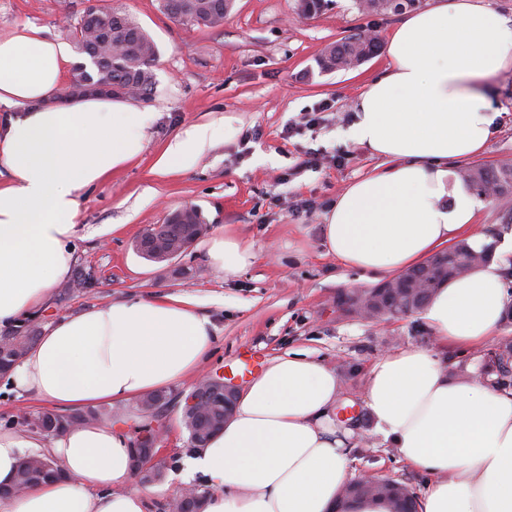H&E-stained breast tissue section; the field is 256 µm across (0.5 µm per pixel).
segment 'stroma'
<instances>
[{
    "instance_id": "stroma-1",
    "label": "stroma",
    "mask_w": 512,
    "mask_h": 512,
    "mask_svg": "<svg viewBox=\"0 0 512 512\" xmlns=\"http://www.w3.org/2000/svg\"><path fill=\"white\" fill-rule=\"evenodd\" d=\"M128 11L157 47L156 86L151 100L125 98V105L152 113L144 150L135 160L92 188L80 203L82 240L76 241L74 272L92 273L90 287L68 296L52 294L38 311L41 327L131 296L186 294L216 328L203 370L245 386L235 366L251 359L262 372L274 358L301 352L335 369L342 380L336 420L354 430L349 454L356 470H372L421 493L427 477L400 462L382 444L364 405L366 374L389 351L409 345L437 350L451 373L478 364L482 350L440 346L421 313L364 321L337 313L334 299L347 288H369L378 275L344 267L328 254L321 232L339 193L374 171L378 160L346 137L353 104L366 85L385 72L384 53L349 70L320 71L317 60L330 45L353 35L386 43L397 15L365 10L361 0H330L318 15L301 13L299 0H234L223 24L190 28L167 17L159 0H0V34L24 25L73 47L67 17L87 2ZM500 114L477 163L512 164V72L489 82ZM324 106L319 125L299 122ZM231 124L180 171H161L162 153L192 126ZM325 160L302 167L306 152ZM334 156L343 165L331 164ZM201 210L209 234L226 230L252 248L255 258L227 278L208 262L205 240H197L175 262L140 257L134 244L147 228L173 211ZM116 232H107V225ZM166 432L159 459L170 496L182 491L178 474L192 447L180 407L150 421Z\"/></svg>"
}]
</instances>
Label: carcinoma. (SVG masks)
I'll return each mask as SVG.
<instances>
[{"label": "carcinoma", "instance_id": "carcinoma-1", "mask_svg": "<svg viewBox=\"0 0 512 512\" xmlns=\"http://www.w3.org/2000/svg\"><path fill=\"white\" fill-rule=\"evenodd\" d=\"M416 0H367V6L375 11H390L399 13L415 5ZM232 7V0H160V8L168 17L178 19L183 25L197 27H215L224 22V18ZM100 20L96 26L85 24L77 19L72 27L75 46L79 54L89 59L93 69H87L85 64L77 66L76 79L82 81L87 75H96L102 79L109 77L112 86L125 94L141 99L151 97L156 84L153 70L157 57V48L149 35L126 12L112 8H97ZM378 50L377 41L366 42L361 38H349L326 49L318 59V66L323 71L343 67L348 60L362 54L372 56ZM463 178L476 192L488 186L498 189L502 195H512V165L503 164L499 167L473 166L463 171ZM182 217L191 225V234L180 238L183 250H188L207 229V224L201 211L190 207L178 214L172 212L168 218ZM490 259V251L483 248L474 250L467 242L460 241L448 251V268L468 265V271H473ZM39 327L33 323L20 324L4 336L6 344L0 352V375L8 373L19 359L20 354L30 348L37 340ZM495 363L481 365L478 375L490 379L492 386L501 391L512 389V342L506 340L496 348ZM221 412L212 413L211 420L215 421L207 432L196 429L188 430L193 446L205 443L209 437L224 426L220 419ZM116 417L112 410L76 411L74 413H59L44 410L35 413V418L46 429L61 432L67 428L79 426L87 421L110 422ZM63 470L57 465H51L50 460L37 454H27L20 458L15 480L7 490H0V495H11L28 489L31 485L50 478H59ZM344 497L380 498L386 500L395 512H413L416 509V496L404 483L374 475L368 486L360 484L347 488Z\"/></svg>", "mask_w": 512, "mask_h": 512}]
</instances>
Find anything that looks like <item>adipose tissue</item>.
Returning a JSON list of instances; mask_svg holds the SVG:
<instances>
[{
	"mask_svg": "<svg viewBox=\"0 0 512 512\" xmlns=\"http://www.w3.org/2000/svg\"><path fill=\"white\" fill-rule=\"evenodd\" d=\"M384 75L360 93L348 139L380 158L348 186L322 226L344 266L389 276L455 241L480 248L482 199L452 163L478 156L498 115L487 80L512 70V18L482 0H437L408 14L386 42ZM66 48L27 25L0 36V328L43 305L76 261L80 201L144 148L152 115L112 103L48 97L63 81ZM215 138L193 126L157 166L193 165ZM210 265L232 277L254 254L214 235ZM512 305L490 264L439 288L423 316L439 342L485 347ZM215 327L192 297H131L54 322L6 377L51 407L82 411L165 390L198 375ZM341 380L294 353L275 358L241 393L233 417L190 453L182 482L202 478L205 512H336L349 482L353 432L336 421ZM364 403L375 432L429 482L419 512H512V392L453 379L433 350L388 353L368 371ZM131 436L90 421L50 439L0 429V486L12 484L25 449L55 460L63 479L0 499V512H148L155 486L131 488Z\"/></svg>",
	"mask_w": 512,
	"mask_h": 512,
	"instance_id": "adipose-tissue-1",
	"label": "adipose tissue"
}]
</instances>
